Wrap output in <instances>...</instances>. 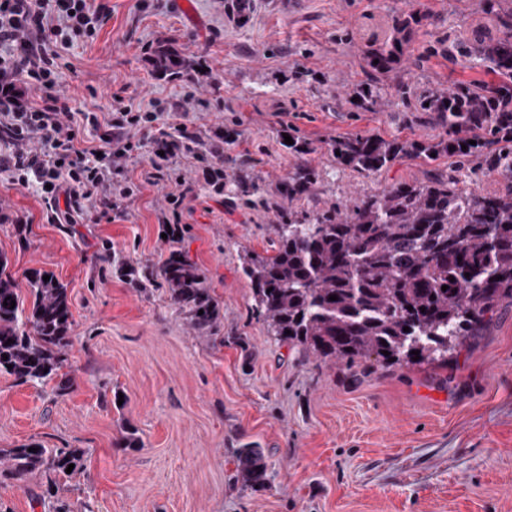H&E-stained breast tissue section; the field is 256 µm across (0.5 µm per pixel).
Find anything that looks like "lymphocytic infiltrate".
Listing matches in <instances>:
<instances>
[{"label": "lymphocytic infiltrate", "instance_id": "f902f5d3", "mask_svg": "<svg viewBox=\"0 0 512 512\" xmlns=\"http://www.w3.org/2000/svg\"><path fill=\"white\" fill-rule=\"evenodd\" d=\"M100 22L92 0H0V174L44 186L56 224H98L122 214L135 190L115 181L114 171L141 149V130L157 129V112L119 99L99 149L83 147L69 99L57 89L58 48L92 38ZM157 131L146 183L168 180L179 156L200 162L208 179L223 166V151L196 147L186 124Z\"/></svg>", "mask_w": 512, "mask_h": 512}]
</instances>
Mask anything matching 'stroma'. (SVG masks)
Here are the masks:
<instances>
[{
	"instance_id": "35a3bbf8",
	"label": "stroma",
	"mask_w": 512,
	"mask_h": 512,
	"mask_svg": "<svg viewBox=\"0 0 512 512\" xmlns=\"http://www.w3.org/2000/svg\"><path fill=\"white\" fill-rule=\"evenodd\" d=\"M93 0L103 23L94 40L61 49L60 88L78 112H108L116 95L146 103L188 96L186 123L205 144L224 130V167L249 164L265 196L277 195L297 159L284 135L309 143L322 173L293 209L352 204L397 180L455 176L481 195L503 192L482 158L464 169L404 157L369 175L336 163L339 136L378 134L432 140L443 131L415 96L487 79L481 61L453 63L430 46L470 36L486 24L478 0ZM422 22L403 42L399 66L410 84L389 93L381 112L351 103L372 80L369 52L393 37L394 19ZM169 43L208 77L192 85L155 72L152 47ZM153 132L121 175L140 184L137 201L101 224H52L36 186L0 176V211L29 219L26 237L0 223V253L16 277L30 269L66 284L74 326L70 390L16 384L0 374V448L38 440L80 448L84 465L62 481L57 499L72 512H512V305L502 307L447 362L383 367L355 374L344 363L270 336L241 270L243 248L264 252L287 209L216 202L202 166L182 160L176 180L148 185ZM193 186L177 239L158 218L177 181ZM111 244L126 263L158 268L173 250L188 253L205 276L221 317L210 335L195 333L164 284L133 288L98 256ZM122 393L124 405L114 402ZM141 448H120L123 423ZM262 449L266 487L236 477L237 449ZM45 481L0 482V512H53L39 503Z\"/></svg>"
}]
</instances>
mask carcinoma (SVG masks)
<instances>
[{"mask_svg": "<svg viewBox=\"0 0 512 512\" xmlns=\"http://www.w3.org/2000/svg\"><path fill=\"white\" fill-rule=\"evenodd\" d=\"M481 4L495 18L499 34L475 31L448 46V57L478 59L495 79L419 97V111L433 113L446 136L418 141L357 134L333 140L330 152L340 165L374 175L403 156L427 163L448 156L462 163L483 150L486 171L505 180L507 191L482 196L460 188L453 177L435 175L420 183L392 182L343 211L312 209L300 218L288 214L287 223L273 225L272 253L246 248L242 256L255 309L270 335L351 368L371 357L386 364L391 358L397 364H421L448 359L449 352L490 323L501 305L512 304V148L506 146L512 143V0ZM401 56L402 40L396 36L369 53L375 80L353 92L356 107L384 111L381 80ZM153 65L169 77L197 67L170 45L156 49ZM492 144L499 148L490 149ZM320 178L315 166L300 161L279 196L290 204L305 200ZM224 186L249 205L277 206L264 198L246 169L224 179ZM116 270L142 288L141 280L159 276L172 304L199 334L217 326L218 303L183 252L171 251L155 273L123 262ZM43 276L37 269L28 271L29 298L22 297L9 259L0 254V373L22 385L54 381L63 395L71 386L62 369L72 345V302L63 283ZM332 295L337 300H330ZM84 455L80 448H46L35 441L1 448L0 479L42 473L50 493L67 477L68 465L75 472L82 468ZM237 459L244 484H266L268 463L260 449L240 448Z\"/></svg>", "mask_w": 512, "mask_h": 512, "instance_id": "obj_1", "label": "carcinoma"}]
</instances>
